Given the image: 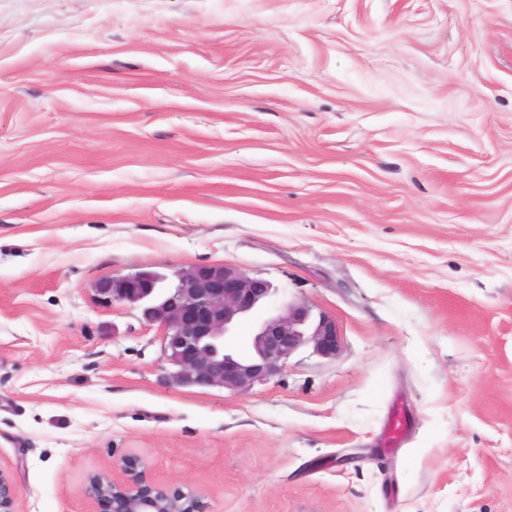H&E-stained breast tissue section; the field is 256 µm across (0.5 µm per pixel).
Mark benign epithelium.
<instances>
[{"mask_svg":"<svg viewBox=\"0 0 512 512\" xmlns=\"http://www.w3.org/2000/svg\"><path fill=\"white\" fill-rule=\"evenodd\" d=\"M177 283L159 293L161 277L152 271L114 276L97 282L98 301L139 304L143 316L161 329L162 351L175 367L179 386L217 387L239 393L279 374L300 347L312 345L321 357L340 349L336 322L326 314L313 317L304 303L288 302L265 318L253 336L252 351L241 356L221 350L226 336L272 294L269 281L226 265H198L175 271ZM125 475L94 474L89 479L96 502L108 501L112 512H202L190 493L147 484V463L124 457ZM0 512H16L9 476L0 472Z\"/></svg>","mask_w":512,"mask_h":512,"instance_id":"7a95c632","label":"benign epithelium"}]
</instances>
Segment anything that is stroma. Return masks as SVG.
<instances>
[{
    "instance_id": "1",
    "label": "stroma",
    "mask_w": 512,
    "mask_h": 512,
    "mask_svg": "<svg viewBox=\"0 0 512 512\" xmlns=\"http://www.w3.org/2000/svg\"><path fill=\"white\" fill-rule=\"evenodd\" d=\"M212 264L336 356L177 386L95 301ZM125 456L205 512H512V0H0V472L95 512Z\"/></svg>"
}]
</instances>
